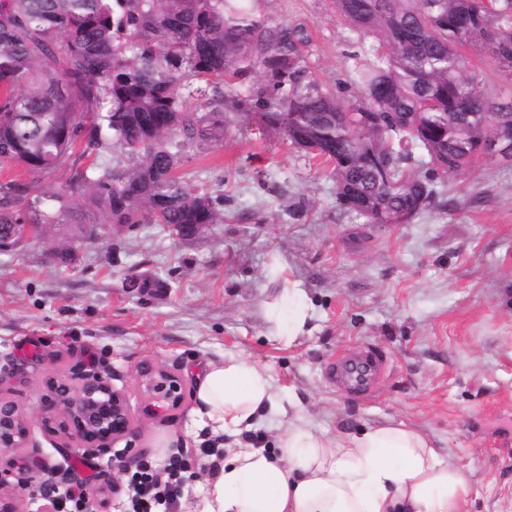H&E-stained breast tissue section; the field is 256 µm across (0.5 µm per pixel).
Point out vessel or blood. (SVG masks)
Returning <instances> with one entry per match:
<instances>
[{
	"label": "vessel or blood",
	"mask_w": 512,
	"mask_h": 512,
	"mask_svg": "<svg viewBox=\"0 0 512 512\" xmlns=\"http://www.w3.org/2000/svg\"><path fill=\"white\" fill-rule=\"evenodd\" d=\"M388 358L376 348H347L330 361L327 378L337 392L367 396L381 381Z\"/></svg>",
	"instance_id": "vessel-or-blood-1"
}]
</instances>
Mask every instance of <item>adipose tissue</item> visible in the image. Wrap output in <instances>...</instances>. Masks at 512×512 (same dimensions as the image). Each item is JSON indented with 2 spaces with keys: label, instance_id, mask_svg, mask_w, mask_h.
I'll return each mask as SVG.
<instances>
[{
  "label": "adipose tissue",
  "instance_id": "1",
  "mask_svg": "<svg viewBox=\"0 0 512 512\" xmlns=\"http://www.w3.org/2000/svg\"><path fill=\"white\" fill-rule=\"evenodd\" d=\"M199 426L231 438L207 482L200 512H460L468 485L429 437L405 422L359 432L311 429L268 366L238 354L196 378ZM282 429L273 447L249 434Z\"/></svg>",
  "mask_w": 512,
  "mask_h": 512
}]
</instances>
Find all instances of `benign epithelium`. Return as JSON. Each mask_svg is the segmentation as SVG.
I'll list each match as a JSON object with an SVG mask.
<instances>
[{"label":"benign epithelium","mask_w":512,"mask_h":512,"mask_svg":"<svg viewBox=\"0 0 512 512\" xmlns=\"http://www.w3.org/2000/svg\"><path fill=\"white\" fill-rule=\"evenodd\" d=\"M475 156L512 159V127L502 128L481 143ZM176 237L190 239L202 234L206 224L171 225ZM139 387L146 397L144 414L157 417L180 406L186 398L181 378L164 366L144 361L136 368ZM70 379L50 377L39 396L38 410L49 431L63 436L60 454L72 456H104L122 442L118 458L123 466L135 463L141 454L126 394L112 385L106 372L95 371ZM28 430L18 405L0 397V452L23 447ZM34 477L24 466L15 470L0 468V512H20L16 490L31 488Z\"/></svg>","instance_id":"obj_1"}]
</instances>
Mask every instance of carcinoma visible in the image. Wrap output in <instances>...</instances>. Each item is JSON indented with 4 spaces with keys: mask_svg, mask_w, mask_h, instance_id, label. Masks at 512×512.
<instances>
[{
    "mask_svg": "<svg viewBox=\"0 0 512 512\" xmlns=\"http://www.w3.org/2000/svg\"><path fill=\"white\" fill-rule=\"evenodd\" d=\"M333 4L352 33L383 46L374 60L346 55L359 89L348 100L310 76L306 29L258 17V0H0V163L30 176L0 183V236L49 223L46 209L80 194L111 224L224 222V197L175 172L192 145L224 138L227 104L263 110L266 126L334 164L344 211L411 221L433 179L458 175L496 126H512V96L467 73L460 52L483 48L512 81V0ZM236 84L247 92L226 99L222 86ZM182 90L211 109L187 111ZM78 139L99 161H70ZM413 147L428 157L422 174L403 169ZM64 166L66 192L40 185Z\"/></svg>",
    "mask_w": 512,
    "mask_h": 512,
    "instance_id": "carcinoma-1",
    "label": "carcinoma"
}]
</instances>
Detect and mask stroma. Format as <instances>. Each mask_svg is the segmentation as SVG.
Returning <instances> with one entry per match:
<instances>
[{
    "label": "stroma",
    "mask_w": 512,
    "mask_h": 512,
    "mask_svg": "<svg viewBox=\"0 0 512 512\" xmlns=\"http://www.w3.org/2000/svg\"><path fill=\"white\" fill-rule=\"evenodd\" d=\"M261 15L303 25L319 79L354 96L345 55L374 58L377 39L351 33L333 0H263ZM223 140L191 149L177 170L224 198V221L180 240L163 224L115 227L87 201L43 235L0 250V396L17 403L28 444L0 466L53 468L79 483L91 512H126L127 472L105 455L63 458L39 416L48 376L111 373L127 394L143 457L163 468L177 450L191 467L172 512H195L228 443L193 425L195 377L235 353L267 365L295 394L312 429L351 432L405 421L433 439L468 480L465 512H512V162L480 159L437 180L410 222L370 224L341 210L331 164L224 112ZM306 324L288 333V284ZM371 345L389 364L369 397L336 392L325 367ZM161 363L183 381L180 408L143 414L135 368ZM117 493L99 504L101 481Z\"/></svg>",
    "instance_id": "obj_1"
}]
</instances>
